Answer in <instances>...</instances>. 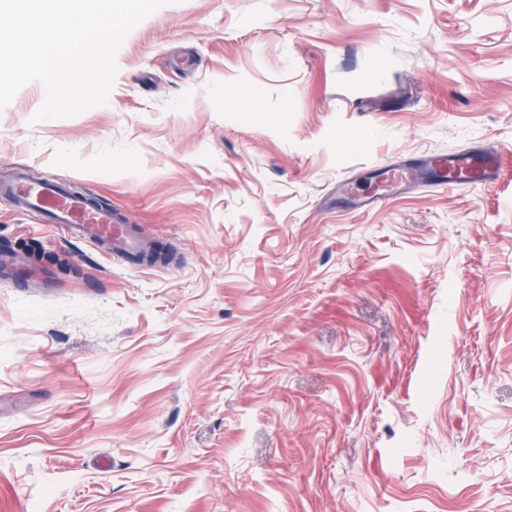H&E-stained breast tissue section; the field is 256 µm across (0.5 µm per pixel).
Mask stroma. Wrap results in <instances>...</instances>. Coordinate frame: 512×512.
I'll return each mask as SVG.
<instances>
[{"label":"stroma","mask_w":512,"mask_h":512,"mask_svg":"<svg viewBox=\"0 0 512 512\" xmlns=\"http://www.w3.org/2000/svg\"><path fill=\"white\" fill-rule=\"evenodd\" d=\"M106 104L0 110L123 261L0 199V512H512V0H173ZM449 174H468L472 179L489 181L511 177L512 174V149H504L499 152H467L448 153L442 155ZM508 156V158H506Z\"/></svg>","instance_id":"obj_1"}]
</instances>
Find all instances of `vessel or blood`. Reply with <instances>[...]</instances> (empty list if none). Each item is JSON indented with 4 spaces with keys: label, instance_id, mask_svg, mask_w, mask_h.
<instances>
[{
    "label": "vessel or blood",
    "instance_id": "obj_1",
    "mask_svg": "<svg viewBox=\"0 0 512 512\" xmlns=\"http://www.w3.org/2000/svg\"><path fill=\"white\" fill-rule=\"evenodd\" d=\"M443 161L449 173H465L480 181L512 175L511 148L493 153H449ZM0 196L13 199L24 213L42 216L61 233L103 245L118 259H126L143 249L141 238L123 216L60 183L34 182L18 170L11 179L0 182Z\"/></svg>",
    "mask_w": 512,
    "mask_h": 512
}]
</instances>
